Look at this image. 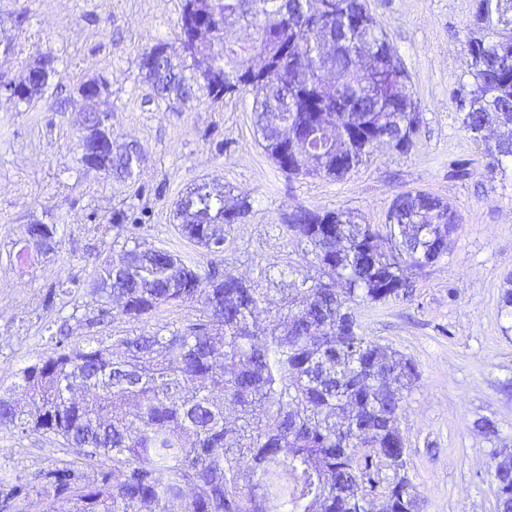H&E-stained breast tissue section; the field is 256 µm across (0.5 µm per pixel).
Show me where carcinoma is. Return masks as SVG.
<instances>
[{
    "label": "carcinoma",
    "mask_w": 512,
    "mask_h": 512,
    "mask_svg": "<svg viewBox=\"0 0 512 512\" xmlns=\"http://www.w3.org/2000/svg\"><path fill=\"white\" fill-rule=\"evenodd\" d=\"M244 38L229 44L224 29ZM466 41L468 76L452 92L463 127L488 128L491 166L512 162V0H476ZM27 67L23 102L48 81ZM158 96L177 100L249 94L257 133L278 168L342 177L383 144L405 151L420 126L400 58L366 0H184L176 44L158 42L140 61ZM356 87L354 104L343 86ZM106 113L85 115L77 138ZM134 146L84 166L129 175ZM242 198L202 182L177 203L185 237L219 254L250 213ZM458 217L423 191L395 196L385 230L351 211L300 208L286 231L305 245L327 280L302 281L266 332L251 327L269 288L217 266L201 269L129 232L97 271L94 326L122 303L138 328L107 344L50 336L51 355L21 368L0 390V430L42 435L81 450L90 470L62 460L36 492L69 512H419L399 428L416 364L373 342L358 309L411 297L412 277L448 254ZM499 312L512 318V277ZM207 307L182 327L147 326L162 305ZM237 408L227 424L224 406ZM264 418H253V407ZM497 512H512V452H499ZM26 484L0 481V512H20Z\"/></svg>",
    "instance_id": "carcinoma-1"
}]
</instances>
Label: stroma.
<instances>
[{"label": "stroma", "instance_id": "35a3bbf8", "mask_svg": "<svg viewBox=\"0 0 512 512\" xmlns=\"http://www.w3.org/2000/svg\"><path fill=\"white\" fill-rule=\"evenodd\" d=\"M369 9L409 75L420 128L413 146H381L339 179L289 177L263 150L250 99L175 103L143 79L142 54L175 42L182 0H0V44L14 53L0 64V85L21 79L36 55L56 58L42 96L21 103L0 95V388L18 370L51 355L49 336L65 330L79 343L111 341L133 325L96 314V266L118 252L128 228L140 242L192 265L216 263L274 282L257 316L266 328L289 283L319 277L303 244L283 224L297 208L351 210L385 224L394 197L425 191L447 201L460 227L447 256L413 278L412 295L362 308L365 336L415 361L420 378L405 395L399 426L406 440L421 512H496L493 452L512 447V331L499 294L512 275V172L488 167L485 145L462 125L451 97L467 80V25L474 0H368ZM100 78L108 90L87 104L78 88ZM108 113L112 146L136 145L131 177L86 171L76 131L86 112ZM471 163L458 178L454 161ZM218 181L250 200L223 253L206 255L175 218L181 195ZM57 224L49 253L17 260L27 228ZM67 282L54 301L52 285ZM492 423L487 433L484 423ZM72 449L48 438L0 433V477L36 484L40 471Z\"/></svg>", "mask_w": 512, "mask_h": 512}]
</instances>
